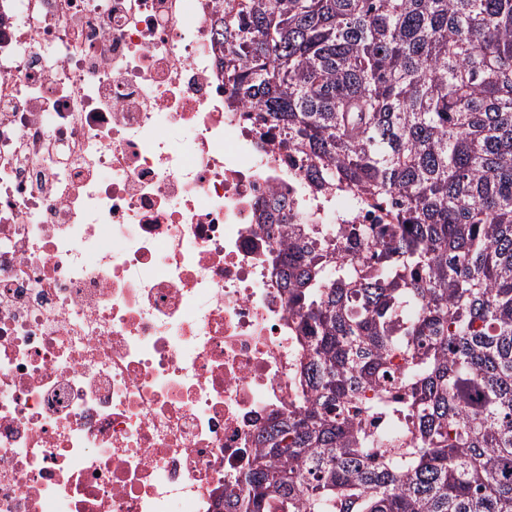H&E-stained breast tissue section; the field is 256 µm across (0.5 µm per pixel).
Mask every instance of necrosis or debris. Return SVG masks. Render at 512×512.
<instances>
[{"instance_id": "1", "label": "necrosis or debris", "mask_w": 512, "mask_h": 512, "mask_svg": "<svg viewBox=\"0 0 512 512\" xmlns=\"http://www.w3.org/2000/svg\"><path fill=\"white\" fill-rule=\"evenodd\" d=\"M224 0H0V512H223L300 390L268 225L372 213L229 110Z\"/></svg>"}]
</instances>
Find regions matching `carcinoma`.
I'll use <instances>...</instances> for the list:
<instances>
[{
	"mask_svg": "<svg viewBox=\"0 0 512 512\" xmlns=\"http://www.w3.org/2000/svg\"><path fill=\"white\" fill-rule=\"evenodd\" d=\"M229 106L376 224H290L311 398L224 512H512V0H224ZM397 425L385 437L368 420Z\"/></svg>",
	"mask_w": 512,
	"mask_h": 512,
	"instance_id": "1",
	"label": "carcinoma"
}]
</instances>
